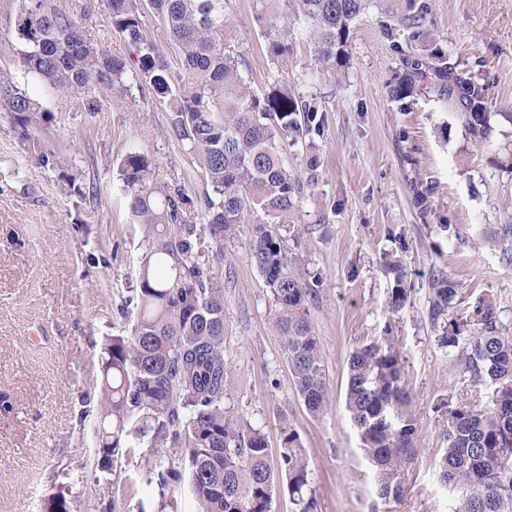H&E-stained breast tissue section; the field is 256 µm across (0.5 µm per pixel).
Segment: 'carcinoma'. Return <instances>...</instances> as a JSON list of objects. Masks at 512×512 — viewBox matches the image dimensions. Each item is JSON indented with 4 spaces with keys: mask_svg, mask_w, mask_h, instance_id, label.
Masks as SVG:
<instances>
[{
    "mask_svg": "<svg viewBox=\"0 0 512 512\" xmlns=\"http://www.w3.org/2000/svg\"><path fill=\"white\" fill-rule=\"evenodd\" d=\"M174 43L178 62L162 59L149 34L143 2ZM107 25L133 57L110 54L83 34L81 21L93 0H8L0 22V114L24 141L46 130L54 115L15 77L14 70L76 100L93 115L112 95L148 85L163 104L183 153L202 173L205 188L190 199L155 177V163L131 149L117 168L125 205L147 231L143 264L133 289L135 322L128 336H114L104 349L96 454L101 469L120 452L137 447L130 422L142 421L139 437L152 446L186 449L191 491L199 512H272L285 489L297 512H315L308 463L295 432L282 436L278 466L270 462L264 432L224 407V284L215 268L224 262V239L251 225L250 255L276 305L275 325L297 392L308 411H327L330 394L319 337L309 303L320 280L303 258L305 228L297 223L304 186L288 164V147L324 129L319 107L288 83L255 93L245 61L229 50L227 0H104ZM369 0H252L270 65L281 68L297 48L295 24L306 27L320 74L334 80L351 64L350 36ZM429 0H385L382 29L408 32L421 53L388 95L406 99L424 84L437 88L462 114L474 147L490 139L494 125L512 124V112H493L487 85L448 66L447 55L427 26ZM38 163L60 170V179L84 198L77 176L66 172L62 153L37 154ZM197 207L202 224L187 216ZM176 230H171V226ZM492 235L504 243L512 265V224ZM432 319H446L442 345L457 349L474 386L489 390L485 402L442 400L446 448L436 464L439 482L458 491L451 512H512V333L503 326L495 299L480 296L468 315L456 314L459 285L432 280ZM345 406L369 460L377 468L379 494L398 498L416 455L419 420L402 384L393 339L384 336L349 357ZM70 477L62 471L48 497L47 512H77Z\"/></svg>",
    "mask_w": 512,
    "mask_h": 512,
    "instance_id": "carcinoma-1",
    "label": "carcinoma"
}]
</instances>
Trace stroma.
<instances>
[{
    "label": "stroma",
    "mask_w": 512,
    "mask_h": 512,
    "mask_svg": "<svg viewBox=\"0 0 512 512\" xmlns=\"http://www.w3.org/2000/svg\"><path fill=\"white\" fill-rule=\"evenodd\" d=\"M430 24L448 63L484 79L493 111L512 112V0H432ZM230 45L243 55L255 92L268 86L269 62L250 0H229ZM377 7L356 20L352 65L332 82L315 71L303 43L279 80L325 114L322 134L289 152L307 188L299 221L308 228L306 262L320 277L309 320L321 341L330 411L312 416L299 397L274 326L275 304L250 257V225L224 242V405L262 429L271 459L284 430L304 448L318 512H448L453 492L436 462L444 442L439 399L485 400L455 350L442 347L430 316L431 282L460 288L458 313L483 294L497 301L512 329V266L489 231L512 224V169L494 164L512 144L498 125L473 152L459 112L433 92L390 99L387 82L404 71L406 31L384 34ZM30 93L53 112L42 146L67 153L89 203L69 196L58 172L40 166L0 115V512H44L58 471L75 479L78 512H197L188 479L159 485L156 465H178L181 448H139L96 474L99 369L109 339L128 334L130 308L145 250L143 232L125 207L117 163L137 149L156 162L157 178L197 192L200 176L183 154L167 114L150 90L112 97L95 115L41 85ZM319 166L309 171L306 159ZM400 259L401 271L390 262ZM409 287L390 308L397 282ZM390 333L402 382L420 425L418 450L401 497L382 500L375 472L344 404L347 360Z\"/></svg>",
    "instance_id": "35a3bbf8"
}]
</instances>
